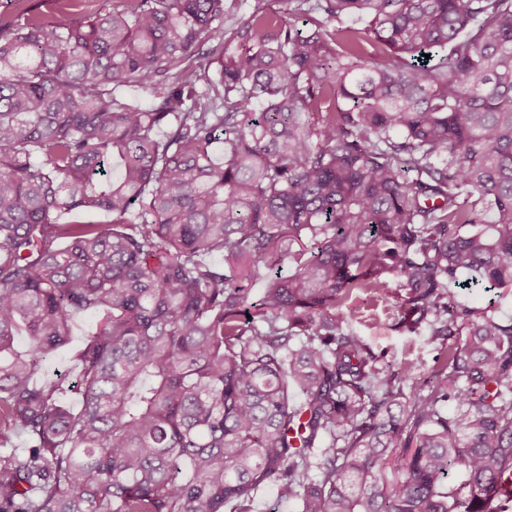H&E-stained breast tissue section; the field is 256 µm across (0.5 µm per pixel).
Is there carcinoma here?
I'll return each instance as SVG.
<instances>
[{
  "label": "carcinoma",
  "instance_id": "obj_1",
  "mask_svg": "<svg viewBox=\"0 0 512 512\" xmlns=\"http://www.w3.org/2000/svg\"><path fill=\"white\" fill-rule=\"evenodd\" d=\"M287 2L0 27V512H499L512 319L453 289L512 288V0ZM386 273L428 386L349 330ZM94 327L95 318L93 316L87 315L81 317L77 322L71 342L64 348L57 350L44 362L45 371L50 376L56 377L58 375V377L65 378L69 383L75 382L76 370L74 369L72 356L80 345L83 337ZM296 512L292 501H281L273 486L261 488L254 496L251 512Z\"/></svg>",
  "mask_w": 512,
  "mask_h": 512
}]
</instances>
